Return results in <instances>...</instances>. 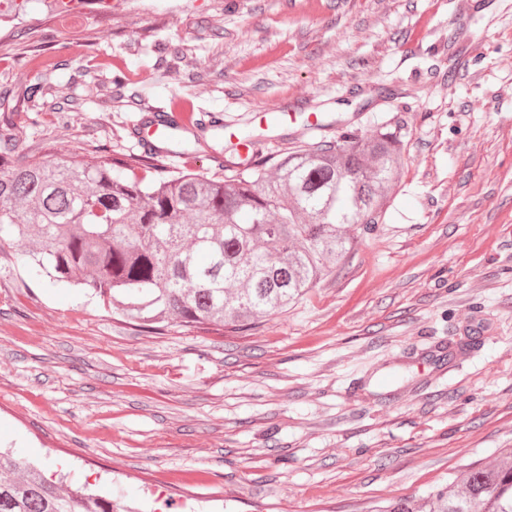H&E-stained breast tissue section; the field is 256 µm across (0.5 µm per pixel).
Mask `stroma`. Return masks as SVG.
I'll return each instance as SVG.
<instances>
[{"label":"stroma","instance_id":"35a3bbf8","mask_svg":"<svg viewBox=\"0 0 512 512\" xmlns=\"http://www.w3.org/2000/svg\"><path fill=\"white\" fill-rule=\"evenodd\" d=\"M480 4L112 0L104 30L28 0L0 41L19 152H143L179 96L220 117L213 158L233 132L268 157L386 124L404 164L341 269L221 336L140 328L0 248V448L119 512H372L512 448V0Z\"/></svg>","mask_w":512,"mask_h":512}]
</instances>
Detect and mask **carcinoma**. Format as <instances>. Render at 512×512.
Here are the masks:
<instances>
[{
	"label": "carcinoma",
	"mask_w": 512,
	"mask_h": 512,
	"mask_svg": "<svg viewBox=\"0 0 512 512\" xmlns=\"http://www.w3.org/2000/svg\"><path fill=\"white\" fill-rule=\"evenodd\" d=\"M142 156L21 155L0 129V246L19 248L55 285L78 286L112 313L151 327L224 334L288 310L342 267L356 227L385 216L404 163L382 125L346 130L224 176L168 175ZM0 512H115L0 450ZM372 512H512V448L471 464L417 501Z\"/></svg>",
	"instance_id": "1"
}]
</instances>
